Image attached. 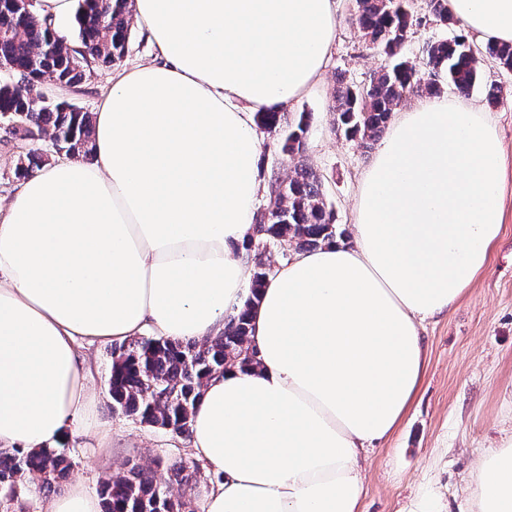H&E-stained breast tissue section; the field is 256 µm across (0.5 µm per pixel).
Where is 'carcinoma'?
Here are the masks:
<instances>
[{
    "label": "carcinoma",
    "mask_w": 512,
    "mask_h": 512,
    "mask_svg": "<svg viewBox=\"0 0 512 512\" xmlns=\"http://www.w3.org/2000/svg\"><path fill=\"white\" fill-rule=\"evenodd\" d=\"M424 5L440 25L458 24L448 12L447 0H424ZM129 20L130 0H77V44L72 46L59 37L52 23L37 17L34 5L23 12L9 0H0V63L16 76L0 82V115L16 124L14 134L26 138L48 131L56 151L92 155L91 113L66 100L44 103L33 95L34 86L47 75L66 87L79 88L94 67L119 61L127 50ZM353 21L365 49L382 61L364 84L339 75L334 129L347 139L360 140L366 149L383 136L408 98L421 91L441 92L432 79L439 72L447 74L448 86L456 93L468 96L480 81L481 57L512 70V43L491 41L467 49L468 37L463 33L427 42L420 61L406 56L405 43L423 23L414 0H355ZM424 69L430 76L426 82ZM309 117L303 112L292 122L285 112H264L258 128L266 135V146L292 160L305 151ZM47 161V154L30 148L18 157L16 175L24 178ZM266 183V203L257 210L253 235L244 245L250 266L249 295L242 306L227 310L224 334L204 342L137 336L114 346L107 392L115 412L188 437L194 406L212 374L223 370L235 354L246 365L256 362V351L250 347L249 311L272 272L261 261V252L277 250L286 257L292 250H312L345 237L319 171L298 163L283 181L270 171ZM71 467L64 448L1 450L0 493L10 501L17 498L32 474L38 475L40 488L49 491L68 478ZM99 495L102 512H187L189 508L184 497L174 495L169 485L155 481L138 466L103 482Z\"/></svg>",
    "instance_id": "obj_1"
}]
</instances>
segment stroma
Instances as JSON below:
<instances>
[{
  "label": "stroma",
  "instance_id": "35a3bbf8",
  "mask_svg": "<svg viewBox=\"0 0 512 512\" xmlns=\"http://www.w3.org/2000/svg\"><path fill=\"white\" fill-rule=\"evenodd\" d=\"M353 0H340L336 36L323 81L294 109L311 115L304 163L323 173L338 224L349 228L363 176L374 153L332 129L333 96L339 74L368 80L379 58L365 51L351 21ZM113 70L98 67L78 90L44 84L45 93L93 112L111 83ZM498 86L497 103H487L489 86ZM486 113L505 149V218L488 269L479 275L448 314L425 319L420 333L426 351L422 384L395 433L364 452L366 491L361 512H403L428 492L442 495L445 512H468L464 491L475 458L512 436V71L481 62V82L463 99ZM95 364L96 399L85 425L64 439L75 465L71 480L98 492L103 479L131 464L153 468L158 479L171 475L170 464L192 463L175 433L115 412L105 390L112 362L111 345L87 347ZM105 427L112 445L98 448L92 434Z\"/></svg>",
  "mask_w": 512,
  "mask_h": 512
}]
</instances>
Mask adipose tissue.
<instances>
[{
	"mask_svg": "<svg viewBox=\"0 0 512 512\" xmlns=\"http://www.w3.org/2000/svg\"><path fill=\"white\" fill-rule=\"evenodd\" d=\"M156 62L113 73L92 163L70 157L0 204V447L62 440L95 381L80 342L224 332L247 294L260 196L256 115L318 84L338 0H134ZM512 43V0H448ZM503 146L438 95L400 113L366 171L354 242L293 253L250 311L258 363L202 389L188 438L214 479L202 512H360V458L421 383V319L487 270L504 222ZM474 512H512V438L480 454Z\"/></svg>",
	"mask_w": 512,
	"mask_h": 512,
	"instance_id": "obj_1",
	"label": "adipose tissue"
}]
</instances>
